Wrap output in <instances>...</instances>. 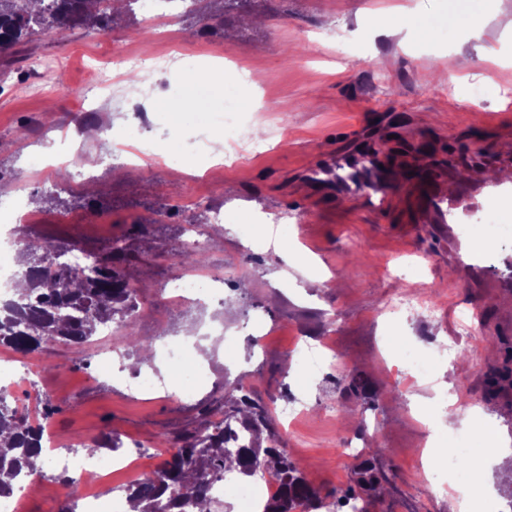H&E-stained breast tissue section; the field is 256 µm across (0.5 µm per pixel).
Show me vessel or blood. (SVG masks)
I'll return each mask as SVG.
<instances>
[{
    "label": "vessel or blood",
    "mask_w": 512,
    "mask_h": 512,
    "mask_svg": "<svg viewBox=\"0 0 512 512\" xmlns=\"http://www.w3.org/2000/svg\"><path fill=\"white\" fill-rule=\"evenodd\" d=\"M310 196L355 197L370 213L382 216L393 206L394 194L407 196L417 212L432 215L439 235H446L448 199L431 166L420 165L400 185L392 183V164L379 151L360 142L348 152L326 155L318 169L307 172Z\"/></svg>",
    "instance_id": "vessel-or-blood-1"
}]
</instances>
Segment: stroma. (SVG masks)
<instances>
[{
  "mask_svg": "<svg viewBox=\"0 0 512 512\" xmlns=\"http://www.w3.org/2000/svg\"><path fill=\"white\" fill-rule=\"evenodd\" d=\"M443 6L444 0H246L240 14L229 16L224 0H200L174 23L184 53L205 43L228 64L252 58L256 79L216 81L199 107L190 81L158 73L150 101L130 89L98 105V127L151 139L157 163L141 170L109 166V150L77 132L74 118L89 63L143 27L125 0H117L108 31L56 28L0 54V169L20 182L43 176L28 195L37 219L27 238L66 247L79 229L90 248L103 252L125 239L144 254L126 272L149 306L172 293L169 254L180 249L185 224H202L209 235L203 266L225 276L223 292L209 304L148 311L134 323L141 340L157 348L184 337L189 326L207 333L223 326V336L208 333L203 342L208 382L193 396L159 359L153 365L165 391L133 397L131 371L104 378L91 361L77 360L74 346L27 354L45 366L40 388L58 408L52 430L67 451L82 454L105 431L149 448L163 437L179 439L224 387L239 383L272 413L284 401H307L309 416L273 426L294 465L331 502L356 488L358 462L345 451L357 446L377 449L382 476L366 512H455L450 493L418 476L414 450L431 419L438 423L436 450L448 445L451 431L434 391L443 384L455 398H473L505 441L481 478L482 497L512 503V482L500 478L512 471V377L491 383L512 370V277L505 273L512 244L493 259L495 276L457 261L459 253L485 246L468 223L494 210L512 224V0H481L480 33L465 27L430 34L419 21ZM383 14L394 17L392 30L380 29ZM347 43L357 53L340 57ZM56 59L67 62V91L36 95L38 64ZM229 96L247 105L245 127L264 126L265 146L218 167L210 154L186 153L185 141L209 127ZM393 132L406 148L421 144L432 155L454 140L467 144L464 165L442 170L449 203L468 208L449 224L447 238L401 197L381 218L352 197L309 201L305 170L364 139L389 152ZM62 150L80 162L101 161V192L74 187L67 172L45 175L48 158ZM96 208L103 223H88ZM216 209L224 217L219 224L209 221ZM159 212L169 220L152 223ZM282 216L296 222L288 240L273 224ZM238 224L251 225L268 241L267 251L252 254L234 230ZM412 261L421 264L414 275L406 270ZM395 290L429 296L440 314L388 318L383 307ZM465 307L475 311L482 332L476 346L458 320ZM441 337L454 356L435 361L430 378L413 380L394 341L432 345ZM326 340L345 372L309 379L293 351ZM329 406L334 416L325 415Z\"/></svg>",
  "mask_w": 512,
  "mask_h": 512,
  "instance_id": "stroma-1",
  "label": "stroma"
}]
</instances>
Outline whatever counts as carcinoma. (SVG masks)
Masks as SVG:
<instances>
[{
  "mask_svg": "<svg viewBox=\"0 0 512 512\" xmlns=\"http://www.w3.org/2000/svg\"><path fill=\"white\" fill-rule=\"evenodd\" d=\"M97 0H0V52L4 53L36 33L62 26L92 23L103 31L112 14L94 12ZM61 249L48 241L29 240L24 245L25 288L19 299L0 304V345L22 353L44 345L66 343L82 346L102 325L123 328L118 340L127 347L141 345L132 316L139 288L130 281L126 267L142 259L120 240L112 243L107 260L94 273L59 266L53 275L44 263L55 261ZM224 419L213 421L203 411V421L183 443L172 447L163 467L144 475L139 490L129 495L140 512H175L190 493L207 503L204 487L209 478L232 471L251 478L261 469L280 483L277 497L265 512H294L300 500L320 507V494L301 475L271 427L266 409L236 384L220 398ZM0 494L10 491L20 477L43 470V423L20 409L13 397L0 391ZM358 488L369 493L380 486L373 454L362 457L357 471Z\"/></svg>",
  "mask_w": 512,
  "mask_h": 512,
  "instance_id": "carcinoma-1",
  "label": "carcinoma"
}]
</instances>
